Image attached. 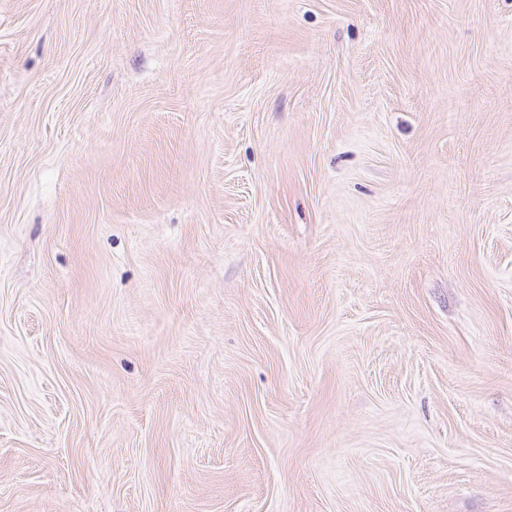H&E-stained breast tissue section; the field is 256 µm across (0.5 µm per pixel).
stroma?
Returning <instances> with one entry per match:
<instances>
[{
	"label": "stroma",
	"mask_w": 512,
	"mask_h": 512,
	"mask_svg": "<svg viewBox=\"0 0 512 512\" xmlns=\"http://www.w3.org/2000/svg\"><path fill=\"white\" fill-rule=\"evenodd\" d=\"M0 512H512V0H0Z\"/></svg>",
	"instance_id": "obj_1"
}]
</instances>
